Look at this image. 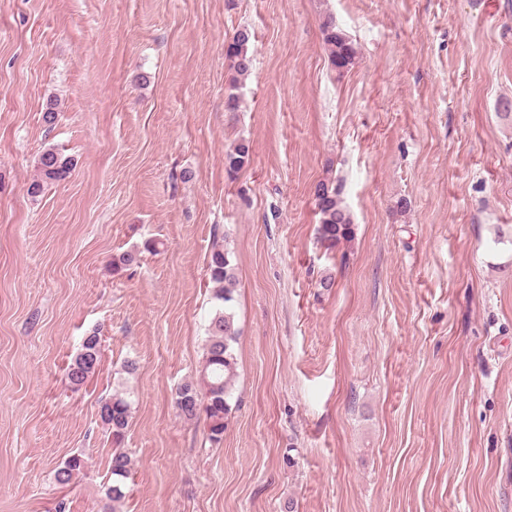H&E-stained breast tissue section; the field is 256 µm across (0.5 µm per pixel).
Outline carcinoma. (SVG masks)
<instances>
[{"label": "carcinoma", "instance_id": "cac0c4a2", "mask_svg": "<svg viewBox=\"0 0 512 512\" xmlns=\"http://www.w3.org/2000/svg\"><path fill=\"white\" fill-rule=\"evenodd\" d=\"M321 30L332 66L338 70L353 66L358 48L336 27L332 17H325ZM251 42L252 33L243 27L235 31L226 47V55L232 60V68L240 78L249 75L252 68ZM250 160V144L241 139L225 153L227 174L231 177L237 175L249 166ZM72 166V160L59 150L52 147L44 149L38 156L36 176L28 186V194L32 197L41 195L46 186L66 179ZM314 196L320 215L318 232L322 243L331 248L340 240L352 236L353 218L342 203L341 186L330 179L323 180L315 186ZM207 272L214 284L215 313L208 329L199 375L196 380L178 388L176 407L179 416L188 421L198 418L200 412H205L207 436L210 441L219 443L227 427L232 390L237 378L235 344L238 330L235 327L234 307L238 281L232 252L219 243L213 244ZM100 360V338L93 334L84 339L69 367V383L76 388L84 385L95 374ZM130 418L131 404L119 393L112 395L100 406V419L112 436V456L109 461L112 484L107 488L109 504L105 505V512H118L126 498L132 461L122 445ZM84 466L85 461L81 457L71 456L57 469V481L61 484L69 483L72 476Z\"/></svg>", "mask_w": 512, "mask_h": 512}]
</instances>
